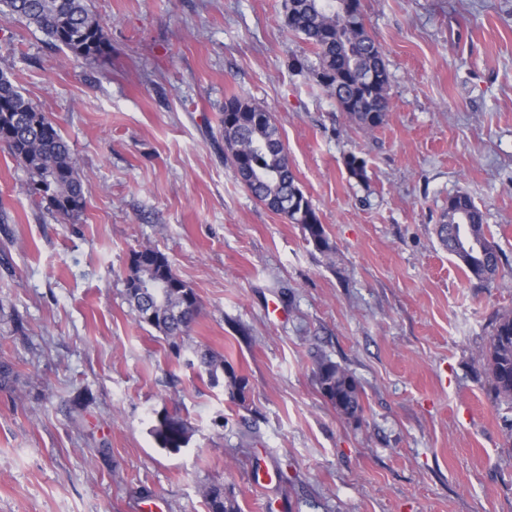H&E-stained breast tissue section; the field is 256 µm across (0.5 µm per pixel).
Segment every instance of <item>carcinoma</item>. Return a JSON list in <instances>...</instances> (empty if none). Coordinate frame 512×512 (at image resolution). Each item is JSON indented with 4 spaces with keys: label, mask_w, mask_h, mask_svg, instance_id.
I'll use <instances>...</instances> for the list:
<instances>
[{
    "label": "carcinoma",
    "mask_w": 512,
    "mask_h": 512,
    "mask_svg": "<svg viewBox=\"0 0 512 512\" xmlns=\"http://www.w3.org/2000/svg\"><path fill=\"white\" fill-rule=\"evenodd\" d=\"M285 26L304 36L315 50L318 82L336 99L339 108L361 128L382 126L388 116L390 75L380 47L366 26L350 28V20L336 8V0H283ZM24 19L87 64L105 54L106 38L101 20L87 0H0V19ZM373 67L370 84L357 85L358 77ZM224 156L232 164L244 156L251 170L246 188L268 209L290 224H298L305 239L316 249L332 251L316 210L296 182L286 146L271 113L239 96L224 104ZM0 132L8 134L4 147L25 169L31 193L46 209L67 223L77 219L86 206L84 179L61 131L39 111L4 73L0 72ZM350 177L367 178L363 159L348 156ZM437 237L448 253L463 264L472 277L494 280L502 265L500 251L489 240L482 212L466 194L448 199V209L436 225ZM129 265L126 280L141 287L125 288L126 300L136 322L157 330L171 348L180 350L187 341L198 310L193 289L174 271L167 256L145 246ZM200 373L216 387L225 385L231 397H241L245 379L224 361V356L197 345L192 348ZM488 370L497 397L512 400V313L495 316L489 340ZM316 380L322 396L346 418L362 413V390L353 375L340 365L323 360ZM159 447L177 452L190 441L189 423L178 411H166L151 429ZM207 512H240L237 501L224 492V485L202 486Z\"/></svg>",
    "instance_id": "cac0c4a2"
}]
</instances>
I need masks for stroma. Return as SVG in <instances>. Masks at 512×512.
<instances>
[{"instance_id":"35a3bbf8","label":"stroma","mask_w":512,"mask_h":512,"mask_svg":"<svg viewBox=\"0 0 512 512\" xmlns=\"http://www.w3.org/2000/svg\"><path fill=\"white\" fill-rule=\"evenodd\" d=\"M282 3L89 0L96 65L0 20V72L69 141L87 199L59 223L0 147V512H207L210 482L241 512H512V403L484 356L512 311V0H361L390 73L372 131L318 84ZM233 96L273 114L332 252L225 160ZM458 193L509 260L492 282L437 238ZM147 244L243 399L135 321L124 276ZM323 359L359 382V420L321 395ZM173 409L192 429L176 453L150 433Z\"/></svg>"}]
</instances>
